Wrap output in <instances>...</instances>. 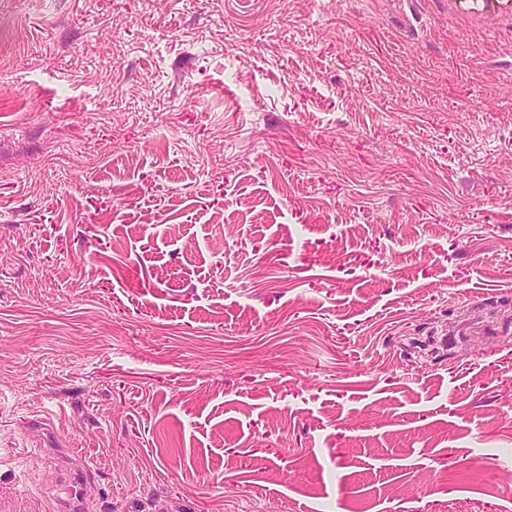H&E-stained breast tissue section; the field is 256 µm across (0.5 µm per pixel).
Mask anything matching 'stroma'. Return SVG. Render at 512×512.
I'll use <instances>...</instances> for the list:
<instances>
[{"label":"stroma","mask_w":512,"mask_h":512,"mask_svg":"<svg viewBox=\"0 0 512 512\" xmlns=\"http://www.w3.org/2000/svg\"><path fill=\"white\" fill-rule=\"evenodd\" d=\"M0 15V512H512V16ZM29 428L40 450L54 445L60 446V439L50 426L49 417L31 420L29 422ZM91 476V469L81 464L69 472L66 478L65 497H56L48 503L49 512H87L92 511L91 502L83 493V485Z\"/></svg>","instance_id":"obj_1"}]
</instances>
